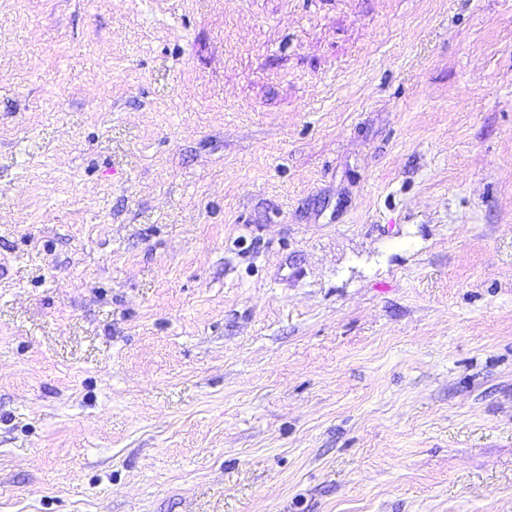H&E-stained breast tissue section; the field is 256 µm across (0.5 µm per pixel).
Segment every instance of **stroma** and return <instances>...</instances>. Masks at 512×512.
Here are the masks:
<instances>
[{
    "label": "stroma",
    "instance_id": "35a3bbf8",
    "mask_svg": "<svg viewBox=\"0 0 512 512\" xmlns=\"http://www.w3.org/2000/svg\"><path fill=\"white\" fill-rule=\"evenodd\" d=\"M0 512H512V0H0Z\"/></svg>",
    "mask_w": 512,
    "mask_h": 512
}]
</instances>
